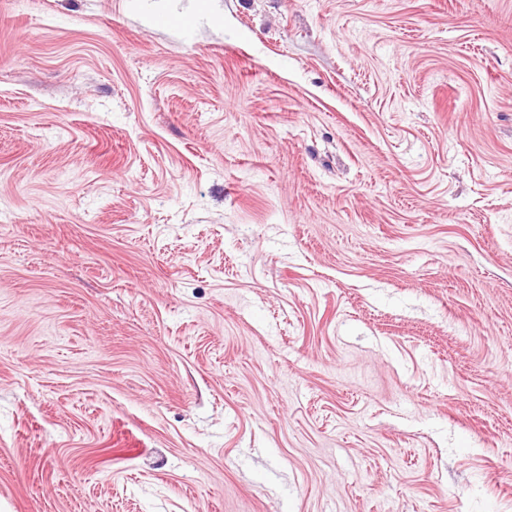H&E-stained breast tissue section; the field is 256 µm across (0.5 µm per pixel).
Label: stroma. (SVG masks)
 Returning <instances> with one entry per match:
<instances>
[{"label":"stroma","instance_id":"obj_1","mask_svg":"<svg viewBox=\"0 0 512 512\" xmlns=\"http://www.w3.org/2000/svg\"><path fill=\"white\" fill-rule=\"evenodd\" d=\"M0 512H512V0H0Z\"/></svg>","mask_w":512,"mask_h":512}]
</instances>
